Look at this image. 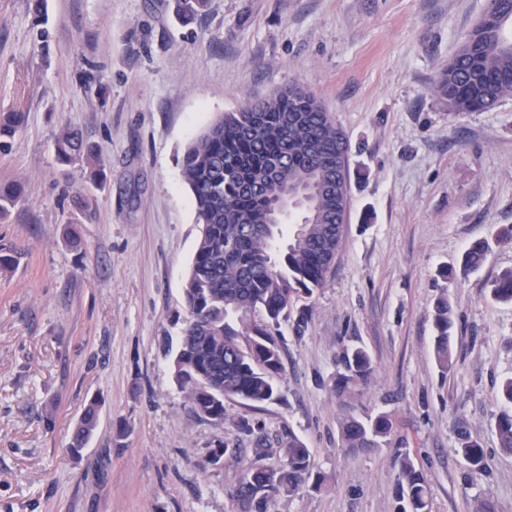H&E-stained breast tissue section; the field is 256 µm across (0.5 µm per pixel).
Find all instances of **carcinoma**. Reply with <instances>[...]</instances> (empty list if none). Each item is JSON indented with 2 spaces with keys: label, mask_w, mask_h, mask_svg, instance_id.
<instances>
[{
  "label": "carcinoma",
  "mask_w": 512,
  "mask_h": 512,
  "mask_svg": "<svg viewBox=\"0 0 512 512\" xmlns=\"http://www.w3.org/2000/svg\"><path fill=\"white\" fill-rule=\"evenodd\" d=\"M206 0H179L182 19H195ZM512 0H489L487 11L432 86L433 95L451 112H480L512 96ZM21 112L0 113V140L15 135ZM55 150L64 161L84 158L91 163L90 178L105 181L104 162L82 134L71 127L59 131ZM284 184H293L316 170L314 186L336 178L350 183L346 134L317 99L292 86L272 91L258 101L224 112L185 149L182 175L191 189L201 224L193 261L183 289L189 318L173 359L180 388L188 391L195 412L210 421L231 424L251 437L253 458L244 466L235 490L239 512H270L275 500L291 496L307 483L321 488L324 478L313 475L314 459L305 443L293 436L281 444L280 460L269 456L262 427L224 412V399L259 406L277 398V377L283 371L279 326L293 313L300 296L323 287L339 252L349 202L332 208L328 198L310 197L302 236L281 249L263 232L270 199L264 179L273 167ZM21 198L18 185L0 187V217ZM512 240V225L495 237L474 241L466 250L464 270L478 268L492 243ZM495 300L512 304V268L498 274L491 290ZM434 354L439 367L451 365V329L454 311L448 299L434 307ZM345 372L336 377V392L344 394L366 382L373 367L362 348L342 356ZM504 409L495 429L502 451L512 453V378L501 389ZM98 423L97 405L90 404L72 435L70 448H81ZM392 430L390 415L349 414L341 423L343 447L374 448ZM455 452L475 472L485 469L481 445L461 436ZM400 500L411 512H431L426 481L409 456L401 463Z\"/></svg>",
  "instance_id": "carcinoma-1"
}]
</instances>
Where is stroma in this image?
I'll use <instances>...</instances> for the list:
<instances>
[{
  "instance_id": "stroma-1",
  "label": "stroma",
  "mask_w": 512,
  "mask_h": 512,
  "mask_svg": "<svg viewBox=\"0 0 512 512\" xmlns=\"http://www.w3.org/2000/svg\"><path fill=\"white\" fill-rule=\"evenodd\" d=\"M28 3L0 0V112L26 115L0 150V187L23 190L0 218L15 259L0 270V512H236L241 464L207 459L249 438L199 417L171 367L201 229L181 158L218 115L292 84L348 137L350 210L332 273L298 301L305 330L279 328V399L224 403L270 443L302 440L326 479L272 512H398L403 452L431 512H512V453L495 433L512 304L489 295L512 241L460 270L474 239L512 225V97L451 112L431 92L488 0H207L189 24L176 0H47L41 26ZM66 125L103 157V186L57 158ZM442 297L457 315L447 372L433 349ZM353 346L374 372L340 395ZM93 401L98 426L72 454ZM381 412L387 444L343 448L346 414ZM462 429L483 473L456 452Z\"/></svg>"
}]
</instances>
